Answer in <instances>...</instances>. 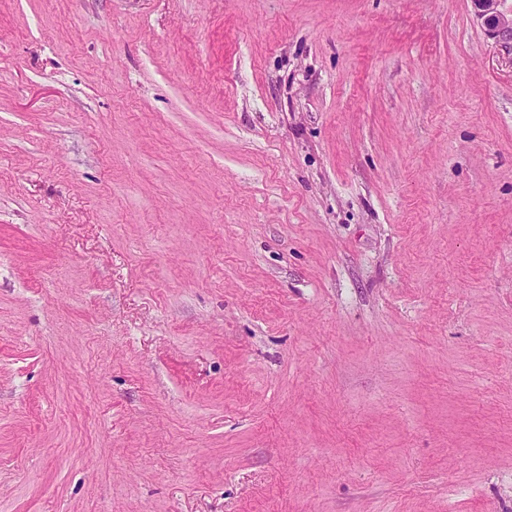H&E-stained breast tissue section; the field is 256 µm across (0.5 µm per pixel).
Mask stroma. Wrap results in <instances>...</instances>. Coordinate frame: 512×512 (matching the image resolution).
<instances>
[{
    "mask_svg": "<svg viewBox=\"0 0 512 512\" xmlns=\"http://www.w3.org/2000/svg\"><path fill=\"white\" fill-rule=\"evenodd\" d=\"M0 512H512L470 0H0Z\"/></svg>",
    "mask_w": 512,
    "mask_h": 512,
    "instance_id": "stroma-1",
    "label": "stroma"
}]
</instances>
